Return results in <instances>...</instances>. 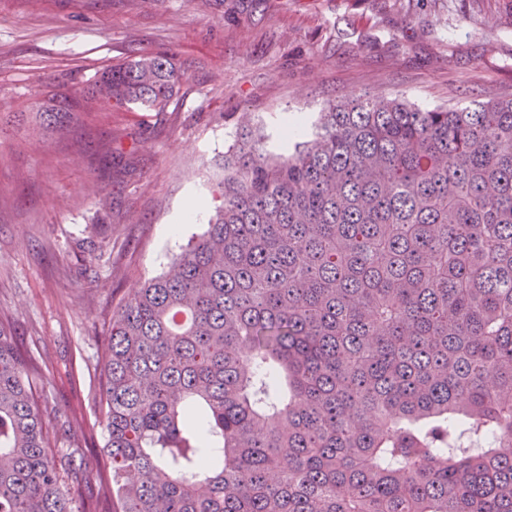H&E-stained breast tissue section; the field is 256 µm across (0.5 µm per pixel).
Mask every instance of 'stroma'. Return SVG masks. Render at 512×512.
<instances>
[{
  "label": "stroma",
  "instance_id": "1",
  "mask_svg": "<svg viewBox=\"0 0 512 512\" xmlns=\"http://www.w3.org/2000/svg\"><path fill=\"white\" fill-rule=\"evenodd\" d=\"M159 51L190 74L162 110L39 130L51 94ZM489 92L512 98V0H0V322L40 371L53 454L79 451L92 512H112L98 478L112 313L206 231L162 233L189 198L210 203L243 114L275 151L285 114L313 123L334 99Z\"/></svg>",
  "mask_w": 512,
  "mask_h": 512
}]
</instances>
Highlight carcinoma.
Returning a JSON list of instances; mask_svg holds the SVG:
<instances>
[{
  "mask_svg": "<svg viewBox=\"0 0 512 512\" xmlns=\"http://www.w3.org/2000/svg\"><path fill=\"white\" fill-rule=\"evenodd\" d=\"M136 55L80 98L161 109ZM219 204L112 312L100 406L112 512H512V98L328 103L278 154L240 124ZM0 324V512H91Z\"/></svg>",
  "mask_w": 512,
  "mask_h": 512,
  "instance_id": "cac0c4a2",
  "label": "carcinoma"
}]
</instances>
